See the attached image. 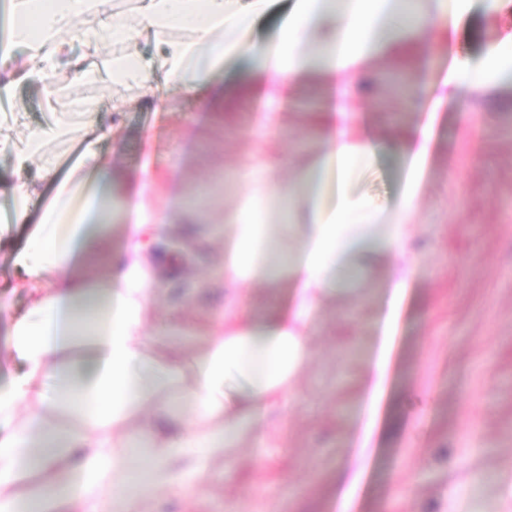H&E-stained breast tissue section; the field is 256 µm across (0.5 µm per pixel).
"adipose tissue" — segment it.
<instances>
[{"instance_id":"ef3b65f1","label":"adipose tissue","mask_w":512,"mask_h":512,"mask_svg":"<svg viewBox=\"0 0 512 512\" xmlns=\"http://www.w3.org/2000/svg\"><path fill=\"white\" fill-rule=\"evenodd\" d=\"M41 2L15 0L13 43L34 72L47 76L56 69L68 52L61 33L75 17L90 14L97 22L81 34L86 64L76 70V78L109 81L136 93L151 82V66L130 53L125 63L99 68L94 60L103 44H131L146 31L187 29L193 41L158 42L165 74L199 108L228 109L239 96L263 99L267 126L276 122L275 104L283 89L304 79L314 58L324 61L321 77L331 105L322 115L325 140L319 156L306 168L316 197L302 248L277 269L267 251L269 225H232L224 238L221 272L234 294L194 359L188 395L196 412L191 421L179 422L170 432L131 427L141 410L161 408L160 393L173 386L181 371L180 360L149 354L152 338L146 327L154 282L144 237L153 215L150 173H143L126 196L124 248L103 280L89 281L71 271L76 252H112L110 225L86 221L96 197L80 184L47 211L39 234L15 258L29 304L12 317L10 328L11 349L23 368L0 385V512H95L104 501L111 502L112 512H140L141 487L129 477L134 463L146 466L154 489L184 485L210 456L256 435L271 397L286 390L309 359L307 336L318 299L340 271L385 260L391 301L404 298L410 264L401 228L411 220L419 184L411 182L396 207L393 234L378 243L363 228L377 220V213L344 191L354 170L376 156L374 139L356 124L351 89L377 55L409 45L430 53L450 40L472 0H434L432 11H419L413 23L396 31L384 27L395 0H349L341 8L328 0H297L271 46L244 39L267 0H137L134 14L120 24L112 21L110 0H53L48 9ZM315 33L321 39L318 52L312 53L307 46ZM232 55L242 59L244 72L230 95L214 89L212 79ZM510 85L512 50L497 45L478 59L453 57L443 83L432 91L437 101H451L462 112L474 89L494 92ZM67 129V120L55 117L31 131L21 146L0 135V154L12 155L17 169H24ZM330 177L339 191L329 212L318 194ZM282 271L293 286L290 306L268 319H253L240 285ZM85 364L91 372L64 402L71 423L54 421L50 411L56 401L48 379L60 371L75 374ZM46 470L59 473V480L18 495V487Z\"/></svg>"}]
</instances>
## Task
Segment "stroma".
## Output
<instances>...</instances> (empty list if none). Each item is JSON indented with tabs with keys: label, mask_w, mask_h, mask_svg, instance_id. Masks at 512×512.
<instances>
[{
	"label": "stroma",
	"mask_w": 512,
	"mask_h": 512,
	"mask_svg": "<svg viewBox=\"0 0 512 512\" xmlns=\"http://www.w3.org/2000/svg\"><path fill=\"white\" fill-rule=\"evenodd\" d=\"M76 19L63 33L69 53L49 93L40 76L12 84L7 96L23 112L10 128L17 141L70 111L73 101L92 100L94 126L73 114L69 140L48 144L42 156L17 170L0 155V207L10 206L13 187L33 184L38 203L25 223H0V384L20 368L10 350L8 313L26 302L18 288L15 255L36 233L61 189L84 179L98 191L103 179L87 171L82 153L92 130L102 131L100 151L112 175L106 201L112 248L122 247L116 198L130 178L149 164L157 184L154 209L160 221L145 241L160 289L152 299L159 359L190 357L224 309L223 284L212 282L224 255L225 219L255 216L246 201L249 185L240 172L260 158L274 161L257 178L297 185L300 170L320 149L314 121L327 99L318 75L283 95L280 131L268 137L260 126L262 104L242 100L235 111L193 109L181 87L156 73L130 96L109 84H86L72 72L82 49ZM512 32V2L490 9L473 0L451 53L385 56L366 67L357 86L359 121L369 132L410 131L433 121L434 138L421 170L414 224L406 241L413 281L392 330L382 389L365 400L364 381L378 348L387 310L384 265L372 267L351 289L323 296L309 338L311 357L264 422V438H245L209 459L187 491L148 493L141 512H512V109L475 95L467 113L443 106L435 117L404 105L448 72L450 54L479 56ZM163 95L167 109L151 102ZM55 174L41 176L45 166ZM410 177V160L383 149L373 166L355 171L346 184L351 197L381 210L373 227L380 238L392 231V212ZM205 196L196 209L183 200ZM309 202L299 189L293 209L263 198L264 221L291 230L280 252L300 250L299 222ZM211 287H204V280ZM359 450V477L347 499L336 495V474Z\"/></svg>",
	"instance_id": "stroma-1"
}]
</instances>
